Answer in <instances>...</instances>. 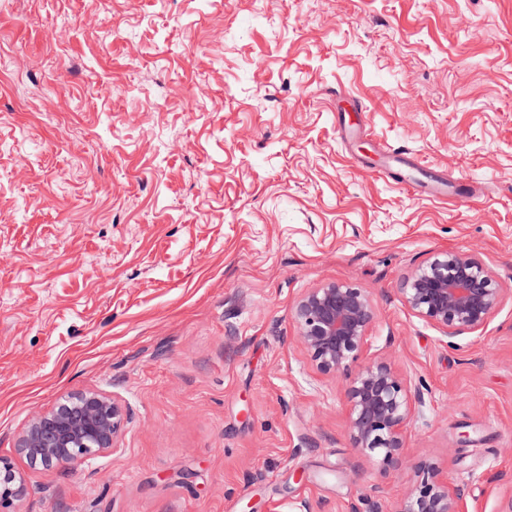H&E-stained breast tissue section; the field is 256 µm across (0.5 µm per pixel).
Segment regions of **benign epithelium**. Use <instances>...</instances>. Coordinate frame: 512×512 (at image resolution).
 I'll return each mask as SVG.
<instances>
[{
    "label": "benign epithelium",
    "instance_id": "obj_1",
    "mask_svg": "<svg viewBox=\"0 0 512 512\" xmlns=\"http://www.w3.org/2000/svg\"><path fill=\"white\" fill-rule=\"evenodd\" d=\"M405 308L443 333L483 329L512 289L503 287L476 255L457 250L417 266L401 288ZM376 304L365 290L336 281L299 295L292 319L299 344L317 373L331 376L349 368L368 351ZM348 432L353 447L382 469L398 466L404 433L423 391L408 385L391 362L364 364L345 392ZM129 415L117 398L98 389L66 394L51 409L32 416L15 441L28 466L64 468L114 454L121 448ZM28 493L24 475L10 456L0 454V512ZM391 512H470L460 490L438 467L423 462L403 499Z\"/></svg>",
    "mask_w": 512,
    "mask_h": 512
}]
</instances>
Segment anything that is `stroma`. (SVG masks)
<instances>
[{
  "label": "stroma",
  "mask_w": 512,
  "mask_h": 512,
  "mask_svg": "<svg viewBox=\"0 0 512 512\" xmlns=\"http://www.w3.org/2000/svg\"><path fill=\"white\" fill-rule=\"evenodd\" d=\"M0 55V454L73 390L130 415L117 453L19 462L18 512H389L422 461L506 512L512 300L448 338L400 288L459 249L512 286V0H0ZM326 281L424 392L385 472L355 369L298 344Z\"/></svg>",
  "instance_id": "35a3bbf8"
}]
</instances>
